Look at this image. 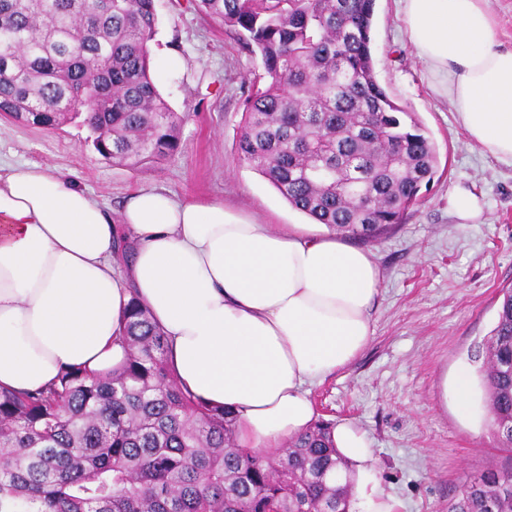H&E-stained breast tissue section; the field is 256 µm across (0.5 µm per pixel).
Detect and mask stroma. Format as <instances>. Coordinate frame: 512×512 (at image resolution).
Wrapping results in <instances>:
<instances>
[{"mask_svg":"<svg viewBox=\"0 0 512 512\" xmlns=\"http://www.w3.org/2000/svg\"><path fill=\"white\" fill-rule=\"evenodd\" d=\"M156 4L152 75L185 117L180 150L133 168L99 156L81 119L45 129L0 118V161L59 169L114 213L138 188L157 186L185 200L224 201L264 223H307L235 148L251 80L263 74L259 57L189 0ZM171 56L180 67L168 66ZM372 58L390 98L428 131L438 165L401 223L361 241L382 272L373 334L349 365L312 387L311 399L317 417L366 433L398 512H448L468 476L506 464L494 449L482 385L464 416L446 382L490 334L502 291L512 287V167L463 131L406 38L398 0H376ZM459 187L479 198V217L456 216L448 199Z\"/></svg>","mask_w":512,"mask_h":512,"instance_id":"35a3bbf8","label":"stroma"}]
</instances>
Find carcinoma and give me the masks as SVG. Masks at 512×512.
<instances>
[{
  "label": "carcinoma",
  "mask_w": 512,
  "mask_h": 512,
  "mask_svg": "<svg viewBox=\"0 0 512 512\" xmlns=\"http://www.w3.org/2000/svg\"><path fill=\"white\" fill-rule=\"evenodd\" d=\"M376 0H195L260 55L238 155L288 203L373 237L419 200L437 150L379 84ZM155 0H0V115L55 127L84 116L94 149L136 166L179 149L185 116L150 69ZM119 372L61 370L0 389V512H349L347 465L316 420L273 454L236 443L232 412L172 378L166 339L131 299ZM475 359L496 450L512 460V289ZM448 512H512V466L467 478Z\"/></svg>",
  "instance_id": "1"
}]
</instances>
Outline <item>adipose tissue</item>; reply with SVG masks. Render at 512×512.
I'll return each instance as SVG.
<instances>
[{
    "label": "adipose tissue",
    "instance_id": "adipose-tissue-1",
    "mask_svg": "<svg viewBox=\"0 0 512 512\" xmlns=\"http://www.w3.org/2000/svg\"><path fill=\"white\" fill-rule=\"evenodd\" d=\"M486 0H403L409 43L468 136L512 166V46ZM381 272L328 227L261 224L162 188L119 217L56 170L0 168V387L52 386L65 368H120L138 300L167 339L179 387L236 416L238 445L276 452L315 419L312 386L368 345ZM351 512H395L365 433L336 426Z\"/></svg>",
    "mask_w": 512,
    "mask_h": 512
}]
</instances>
